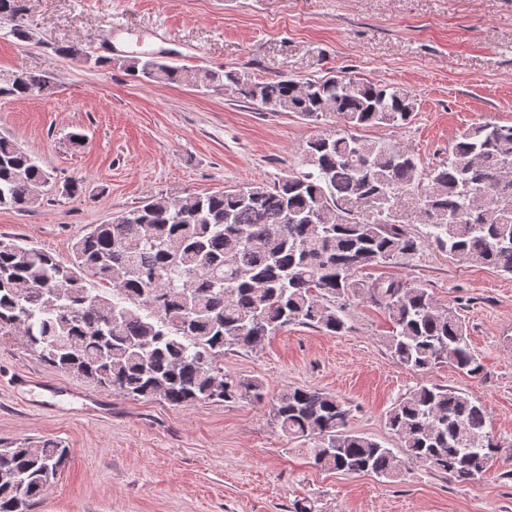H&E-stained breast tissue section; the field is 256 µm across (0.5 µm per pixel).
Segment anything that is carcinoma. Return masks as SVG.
<instances>
[{
	"label": "carcinoma",
	"mask_w": 512,
	"mask_h": 512,
	"mask_svg": "<svg viewBox=\"0 0 512 512\" xmlns=\"http://www.w3.org/2000/svg\"><path fill=\"white\" fill-rule=\"evenodd\" d=\"M23 11L21 0H0V19L16 21L10 33L27 41ZM59 52L164 85L230 88L246 103L303 119L332 114L341 128L306 141L298 165L271 184L159 193L95 224L66 262L0 239V336H17L48 366L136 400L265 401L287 437L310 443L322 470L392 479L419 461L460 481L485 478L499 445L483 406L466 393L420 382L386 415L396 453L348 429L350 408L337 396L287 386L269 397L262 381L228 375L221 361L224 349H256L290 323L344 333L350 298L361 296L389 317V349L400 364L426 374L448 363L479 376L483 365L455 309L420 284L359 280L356 272L413 257L427 242L457 262L512 273V125L469 127L446 160L424 170L411 152L361 135L411 123L417 100L402 87L334 75L257 80L154 56ZM51 89L42 74L0 70L1 98ZM55 187L30 152L0 136V208L28 212ZM412 191L421 237L399 208ZM93 279L104 287H91ZM68 457L58 439L1 447L0 512H32Z\"/></svg>",
	"instance_id": "carcinoma-1"
}]
</instances>
